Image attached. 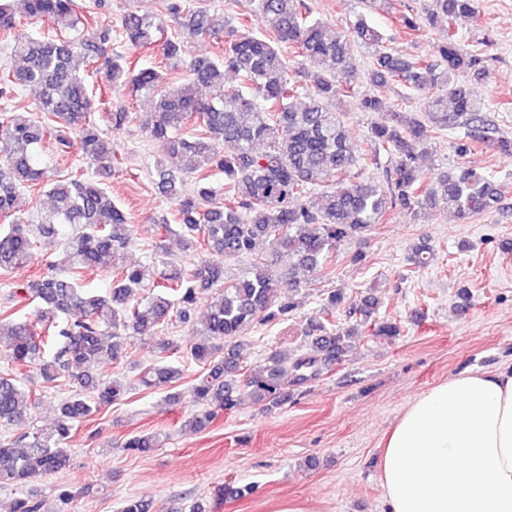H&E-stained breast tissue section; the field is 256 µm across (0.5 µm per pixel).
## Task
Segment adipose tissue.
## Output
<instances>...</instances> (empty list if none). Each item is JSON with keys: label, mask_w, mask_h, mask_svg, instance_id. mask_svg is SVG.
Masks as SVG:
<instances>
[{"label": "adipose tissue", "mask_w": 512, "mask_h": 512, "mask_svg": "<svg viewBox=\"0 0 512 512\" xmlns=\"http://www.w3.org/2000/svg\"><path fill=\"white\" fill-rule=\"evenodd\" d=\"M377 463L390 512H512V369L413 396Z\"/></svg>", "instance_id": "obj_1"}]
</instances>
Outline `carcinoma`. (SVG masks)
Returning <instances> with one entry per match:
<instances>
[{"mask_svg": "<svg viewBox=\"0 0 512 512\" xmlns=\"http://www.w3.org/2000/svg\"><path fill=\"white\" fill-rule=\"evenodd\" d=\"M259 28L235 27L224 15L187 0H160V13L130 10L120 21L135 48L159 47L183 81L164 84L151 67L134 68L113 52L112 29L97 24V12L81 11L76 0H3L0 33L10 42L12 69L0 82V99L12 100L19 87L39 90L36 112L0 110V215L15 221L0 225V271L35 260L32 233L17 213L26 188L44 189L51 207L38 217L37 233L61 238L63 258L53 271L35 276L6 294L35 304L37 319L0 315V346L10 369L0 372V488L27 486L64 469V445L76 423L122 399L130 383L106 381L98 373L105 362L116 363L133 336H152L177 318L193 324L197 340L187 355L202 365L193 387L197 410L183 422L194 431L219 414L234 410L240 388L268 411L288 400L291 386L307 385L327 365L349 355L353 336L399 335L395 323L373 315L379 299L370 296L348 308L353 324L333 330L329 316L344 307L340 290L328 293L321 316L308 320L310 351L277 350L242 369L246 343L242 329L287 317L297 309L292 291L303 278L328 268L338 243L360 238L399 206L414 214L442 208L465 222L488 213L502 199L492 175L463 165L427 177L416 165L431 133L470 128L482 121L484 103L473 98L465 78H487L486 59L464 52L458 27L476 13V0H431L432 22L444 20L433 54L406 58L384 45L383 35L359 15L349 27L311 18L304 0H254ZM49 21L60 31L54 38L12 31L16 15ZM178 24L176 37L158 40L166 20ZM224 39L222 53L189 56L186 37ZM356 40L372 49L365 69L351 55ZM98 62L97 71L112 90L125 88L153 102L147 129L165 157H186L195 174L185 190L181 172L156 161L159 184L175 202L183 247L204 246L224 257L254 253L267 243L293 259L288 273L266 263L254 275L227 279L224 266L199 260L191 268L167 264L158 278L149 267L127 264L122 251L131 228L102 180L112 176L116 159L112 139L89 121L92 99L76 60ZM240 80L228 87L225 73ZM364 79L373 85L399 82L422 101V117L397 112L383 99L365 95L360 109L380 119L370 127L374 152L393 160L384 182L352 174L364 160L345 126L336 102ZM195 122L203 133L183 135ZM56 138L59 152L76 149L95 165L96 178L55 180L40 167L37 147L46 134ZM481 142L512 157V139L482 130ZM224 198V208L212 203ZM106 265L115 269L104 295H92L82 277ZM153 292L142 296L146 288ZM214 290L206 307L197 310L198 295ZM28 370L51 384L68 379L72 393L57 405L49 429L31 426L36 389L18 372ZM182 370L152 363L140 369L136 383L151 388L174 383ZM160 446V434L137 433L123 447L147 454ZM118 512H151L142 498L125 499Z\"/></svg>", "mask_w": 512, "mask_h": 512, "instance_id": "1", "label": "carcinoma"}]
</instances>
